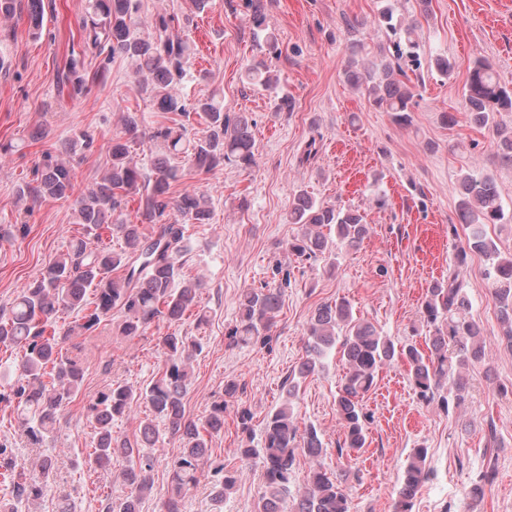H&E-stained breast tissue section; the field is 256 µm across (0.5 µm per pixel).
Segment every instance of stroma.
<instances>
[{"instance_id": "35a3bbf8", "label": "stroma", "mask_w": 512, "mask_h": 512, "mask_svg": "<svg viewBox=\"0 0 512 512\" xmlns=\"http://www.w3.org/2000/svg\"><path fill=\"white\" fill-rule=\"evenodd\" d=\"M396 18L415 20L422 60L444 54L457 63L450 79L422 71L410 125L370 105L364 92L342 77L351 47L363 42L364 58L376 60L392 48L390 32L373 21L384 2ZM41 30L30 29L26 11L7 21L8 38L0 41V308L9 307L24 284L65 252L75 236L69 200L20 198L19 191L37 177L45 154L65 157L75 133L94 136V148L76 156L74 183L84 189L108 169V145L121 131L123 115L142 116L146 130L172 123L143 94L130 59L79 54L80 23L89 0H43ZM265 24L255 29L243 0H209L196 12L193 0H143L145 17L174 15L172 34L187 39L191 50L184 91L189 98L212 97L229 114L247 113L254 124L256 164L242 168L225 163L205 172L183 164L172 195L203 193L212 216L188 227L189 250L182 277L202 279L207 320L186 319L181 330L200 341L192 361L185 396L187 418L201 420L227 381L238 385L224 413V429L209 436L211 458L223 461L238 480L222 510H214L205 486L190 489L183 512H253L263 489L258 467L246 465L244 446L260 447L264 424L284 400H291L299 421L314 425L326 448L320 462L337 472L336 448L344 428L336 411L341 364L330 353L318 372L301 379L295 396L285 380L305 357L304 332L321 304L348 300L354 317L375 325L384 335L405 342L423 340L421 319L426 290L435 280L458 273L471 302L469 317L479 322L493 347L489 363L469 368L471 395L465 405L444 410L415 393L405 367L380 370L364 398L370 416L367 446L346 467L352 512H393L398 476L413 448L428 450L432 480L418 491L413 512H512V354L497 350L504 329L487 278L483 257L470 255L457 264L456 247L468 233L458 219V186L465 174H491L497 180L504 218L485 231L502 253H512V167L501 164L492 134L470 124L461 111L475 58H489L501 84L512 87V0H265ZM275 36L282 54L271 58L262 43ZM268 65L279 82L265 89L244 77L247 66ZM76 66L91 80L83 94L59 92L55 76ZM105 72L106 81L95 78ZM207 80H200V73ZM290 98L291 110L280 107ZM321 142L318 159L299 162L309 139ZM308 191L316 200L357 210L368 226L354 248L338 246L332 257L298 262L288 244L302 232L286 214L294 195ZM385 197L378 206L377 197ZM27 225V233L16 230ZM290 273L284 306L269 338L231 344L227 333L238 318L241 295L272 279L275 265ZM166 320L146 333L125 339L104 331L77 332L85 377L67 407L53 446L57 481L38 512H55L66 500L69 512H101L102 496L120 494L123 460L111 471L90 465L84 456L96 433L86 405L109 384L148 385L163 358L158 336ZM250 411L249 432L237 416ZM497 429L496 444L484 434ZM0 441L11 446L29 472H36L45 448L33 447L13 406L0 403ZM494 470L483 498L472 501L469 489L478 475Z\"/></svg>"}]
</instances>
